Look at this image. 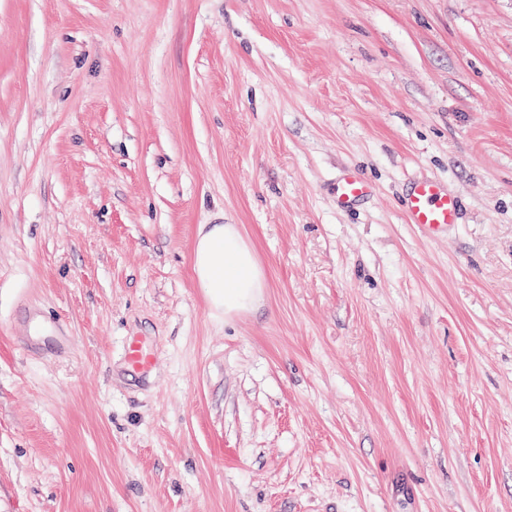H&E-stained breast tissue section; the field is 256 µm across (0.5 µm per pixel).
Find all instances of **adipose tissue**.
<instances>
[{
    "label": "adipose tissue",
    "mask_w": 512,
    "mask_h": 512,
    "mask_svg": "<svg viewBox=\"0 0 512 512\" xmlns=\"http://www.w3.org/2000/svg\"><path fill=\"white\" fill-rule=\"evenodd\" d=\"M193 272L210 304L228 316L255 306L267 286L263 269L235 224L200 227Z\"/></svg>",
    "instance_id": "adipose-tissue-1"
}]
</instances>
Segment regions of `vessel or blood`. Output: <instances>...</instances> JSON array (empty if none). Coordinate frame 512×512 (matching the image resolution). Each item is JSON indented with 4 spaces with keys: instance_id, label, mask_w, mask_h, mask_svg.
I'll return each instance as SVG.
<instances>
[{
    "instance_id": "1",
    "label": "vessel or blood",
    "mask_w": 512,
    "mask_h": 512,
    "mask_svg": "<svg viewBox=\"0 0 512 512\" xmlns=\"http://www.w3.org/2000/svg\"><path fill=\"white\" fill-rule=\"evenodd\" d=\"M374 192L373 185L364 178L343 173L336 181L335 200L338 208L345 209ZM408 223L417 225L428 234H438L458 224L461 216V200L445 184L433 178L412 182L402 202ZM126 358L132 368L151 365L152 351L141 340H129L125 347Z\"/></svg>"
}]
</instances>
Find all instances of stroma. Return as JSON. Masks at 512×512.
Returning <instances> with one entry per match:
<instances>
[{
  "instance_id": "obj_1",
  "label": "stroma",
  "mask_w": 512,
  "mask_h": 512,
  "mask_svg": "<svg viewBox=\"0 0 512 512\" xmlns=\"http://www.w3.org/2000/svg\"><path fill=\"white\" fill-rule=\"evenodd\" d=\"M0 512H512V0H0ZM336 206L346 209L374 193V186L364 178L351 173H343L335 185ZM402 209L409 224L433 235L459 224L461 200L443 182L424 178L411 183ZM193 272L210 304L224 316L247 311L263 296L266 276L236 224H203L197 234ZM126 358L134 369L146 368L152 363V351L148 344L141 340H129L125 347Z\"/></svg>"
}]
</instances>
